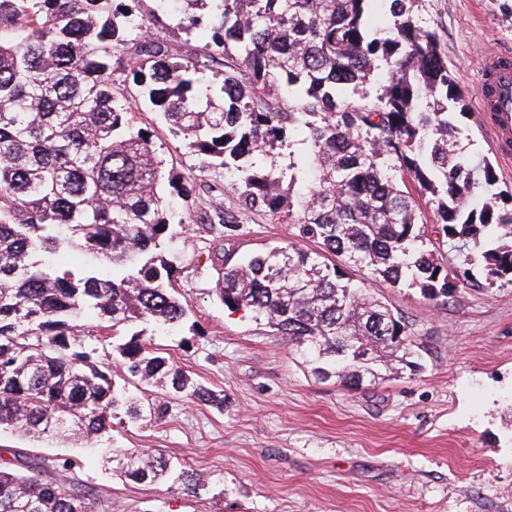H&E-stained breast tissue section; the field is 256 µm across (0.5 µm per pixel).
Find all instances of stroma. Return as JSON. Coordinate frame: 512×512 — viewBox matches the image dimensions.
<instances>
[{
  "mask_svg": "<svg viewBox=\"0 0 512 512\" xmlns=\"http://www.w3.org/2000/svg\"><path fill=\"white\" fill-rule=\"evenodd\" d=\"M504 0H419L416 24L436 29L448 67L466 92L460 144L474 157L491 154V132L479 112L476 77L482 50H512V13ZM140 126L153 135L166 167L193 182L163 251L177 267L176 288L188 322L145 338L194 379L223 392L216 409L164 396L157 384L131 378L111 342L97 347L117 386L158 413L119 416L91 445L62 438L32 440L4 432L0 453L25 448L81 462L72 476L92 492L97 512H512V283L460 286L429 300L355 271L381 301L402 313L420 347L422 368L355 391L303 372L288 341L248 311L217 298L215 241L243 256L295 244L281 217H242L223 237L211 232L208 185L232 204L223 171L198 160L158 114ZM137 449L208 476L198 496L168 483L112 475L105 459Z\"/></svg>",
  "mask_w": 512,
  "mask_h": 512,
  "instance_id": "35a3bbf8",
  "label": "stroma"
}]
</instances>
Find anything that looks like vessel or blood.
Instances as JSON below:
<instances>
[{"instance_id":"1","label":"vessel or blood","mask_w":512,"mask_h":512,"mask_svg":"<svg viewBox=\"0 0 512 512\" xmlns=\"http://www.w3.org/2000/svg\"><path fill=\"white\" fill-rule=\"evenodd\" d=\"M479 110L499 156L512 155V55L487 52L478 69Z\"/></svg>"}]
</instances>
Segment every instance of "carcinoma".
Masks as SVG:
<instances>
[{
	"instance_id": "carcinoma-1",
	"label": "carcinoma",
	"mask_w": 512,
	"mask_h": 512,
	"mask_svg": "<svg viewBox=\"0 0 512 512\" xmlns=\"http://www.w3.org/2000/svg\"><path fill=\"white\" fill-rule=\"evenodd\" d=\"M0 0V431L92 440L135 397L82 346L89 319L102 338L136 322L182 325L188 309L163 254L167 196H191L165 172L139 100L187 136L201 168L234 180L229 226L272 212L314 250L273 247L222 255L220 300L286 339L313 376L350 389L413 365L403 316L346 268L448 299L458 283H512V191L492 162L457 145L464 109L436 31L415 24L419 0ZM394 18L384 32L370 17ZM209 32L202 53L172 48ZM222 64V80L203 84ZM137 87L138 95L128 91ZM289 163H267L294 143ZM432 208L431 248L421 205ZM482 249L448 265L441 248ZM88 256L80 269L58 252ZM133 377L167 379L166 394L224 406L143 340L117 346ZM0 458V512H95L78 482L42 479L55 466ZM112 471L135 482L166 477L171 461L125 450ZM197 495L203 477L180 470Z\"/></svg>"
}]
</instances>
